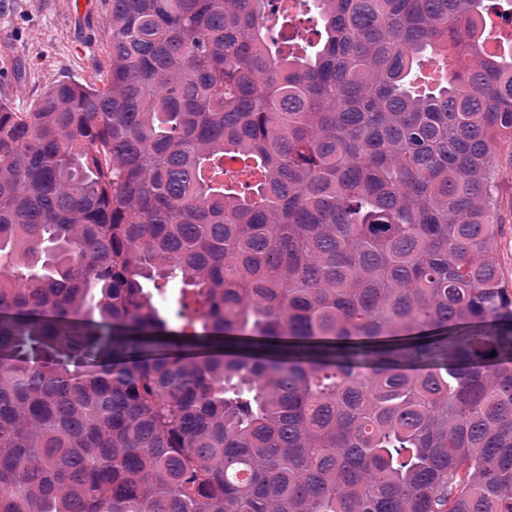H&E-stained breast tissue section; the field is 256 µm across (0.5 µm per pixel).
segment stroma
<instances>
[{"label": "stroma", "instance_id": "35a3bbf8", "mask_svg": "<svg viewBox=\"0 0 512 512\" xmlns=\"http://www.w3.org/2000/svg\"><path fill=\"white\" fill-rule=\"evenodd\" d=\"M71 0H0V100L25 111L49 82L68 76L82 82L99 78L110 42L105 18L109 0L77 20ZM494 163L497 184L496 239L499 263L512 281V141H502Z\"/></svg>", "mask_w": 512, "mask_h": 512}]
</instances>
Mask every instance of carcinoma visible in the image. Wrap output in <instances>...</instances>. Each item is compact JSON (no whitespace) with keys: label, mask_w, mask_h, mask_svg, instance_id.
I'll return each instance as SVG.
<instances>
[{"label":"carcinoma","mask_w":512,"mask_h":512,"mask_svg":"<svg viewBox=\"0 0 512 512\" xmlns=\"http://www.w3.org/2000/svg\"><path fill=\"white\" fill-rule=\"evenodd\" d=\"M272 2L112 0L101 84L0 101V512H512V45ZM494 164L500 172L496 213L498 257L505 277L512 281V140L499 144Z\"/></svg>","instance_id":"1"}]
</instances>
